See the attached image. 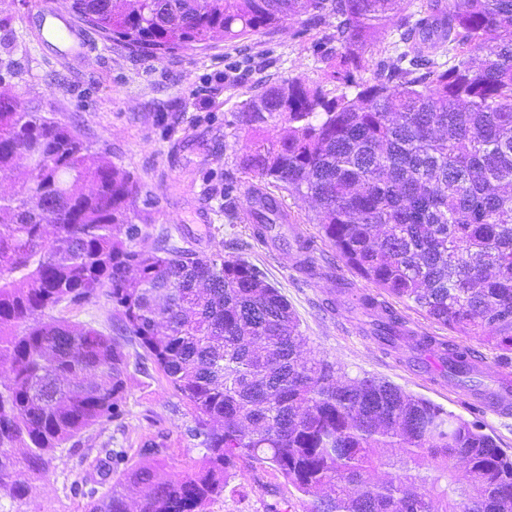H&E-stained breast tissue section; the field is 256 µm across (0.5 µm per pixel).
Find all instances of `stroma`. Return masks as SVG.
Segmentation results:
<instances>
[{"mask_svg":"<svg viewBox=\"0 0 512 512\" xmlns=\"http://www.w3.org/2000/svg\"><path fill=\"white\" fill-rule=\"evenodd\" d=\"M50 0H0V93L27 107L49 111L77 126L83 138L139 182L147 200L148 225L138 247L160 235L201 254L237 255L261 267L300 320L312 354L340 367L349 378L372 376L424 397L448 412L482 425L512 454V416L498 417L464 403L442 378L441 359L411 346L392 350L372 336V320L353 310L354 296L378 295L372 283L337 256L313 224L311 199L284 196L283 202L308 238L320 269L307 280L295 266L283 227L282 244L252 234L246 217L252 207L250 182L235 161L253 138L237 114L266 83L316 78L321 61L314 30L298 35V20L242 40H217L152 60L124 43L104 39L83 25L81 52L46 36L42 14ZM234 181L236 206L224 208V183ZM59 316L114 333L116 319L106 296L62 307ZM129 356L125 415L87 429L76 450L57 452L49 468L26 471L29 512H84V480L102 449L122 448L130 462L146 442L164 443L162 465L183 472L200 463L204 450L186 430L194 414L163 374L125 342ZM231 487L208 506L209 512H266L274 496L287 498L291 512H304L299 493L276 471L239 469Z\"/></svg>","mask_w":512,"mask_h":512,"instance_id":"obj_1","label":"stroma"}]
</instances>
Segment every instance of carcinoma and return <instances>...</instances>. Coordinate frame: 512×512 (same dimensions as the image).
Masks as SVG:
<instances>
[{"instance_id":"cac0c4a2","label":"carcinoma","mask_w":512,"mask_h":512,"mask_svg":"<svg viewBox=\"0 0 512 512\" xmlns=\"http://www.w3.org/2000/svg\"><path fill=\"white\" fill-rule=\"evenodd\" d=\"M59 0L108 40L159 59L241 40L304 15L322 29L317 81L266 84L240 122L236 158L255 180L253 235L276 242L288 208L275 188L313 199V223L361 278L448 331L512 352V0ZM392 52L370 61L380 30ZM448 56L443 61L441 57ZM372 77L366 78V71ZM26 162L0 196V500L26 496L16 474L121 418L128 357L116 338L57 319L59 305L105 294L117 330L194 412L202 465L167 474L164 444L104 449L85 512H207L245 465L277 471L305 512H512V457L482 426L375 377L341 380L303 354L288 300L239 256L198 254L157 238L138 249L140 185L74 126L0 96V173ZM56 227L48 236L44 224ZM373 335L410 339L475 379L467 348L407 333L371 295Z\"/></svg>"}]
</instances>
